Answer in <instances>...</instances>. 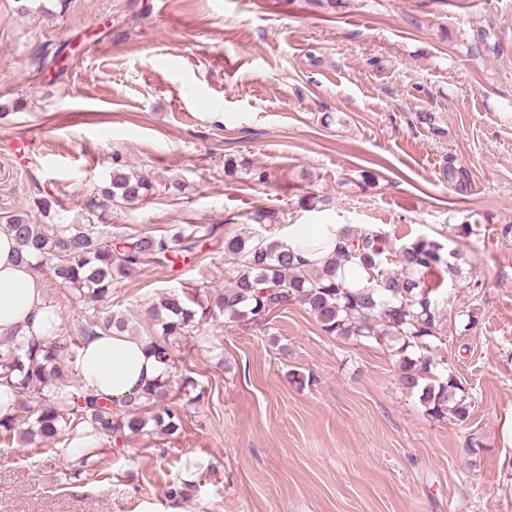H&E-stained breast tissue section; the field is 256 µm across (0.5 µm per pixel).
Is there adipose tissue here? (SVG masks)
<instances>
[{"label":"adipose tissue","mask_w":512,"mask_h":512,"mask_svg":"<svg viewBox=\"0 0 512 512\" xmlns=\"http://www.w3.org/2000/svg\"><path fill=\"white\" fill-rule=\"evenodd\" d=\"M43 280L19 253L12 233L0 228V334L44 338L59 325ZM80 388L119 400L158 378L162 365L145 337L97 332L81 340Z\"/></svg>","instance_id":"1"}]
</instances>
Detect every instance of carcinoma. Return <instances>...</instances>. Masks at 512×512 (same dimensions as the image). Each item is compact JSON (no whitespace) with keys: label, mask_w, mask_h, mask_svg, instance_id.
I'll use <instances>...</instances> for the list:
<instances>
[{"label":"carcinoma","mask_w":512,"mask_h":512,"mask_svg":"<svg viewBox=\"0 0 512 512\" xmlns=\"http://www.w3.org/2000/svg\"><path fill=\"white\" fill-rule=\"evenodd\" d=\"M416 119L430 134L445 136L435 113L418 112ZM442 161V175L455 192L468 193L470 170L450 153ZM150 191L149 181L118 158L112 161L109 182L100 189L107 200L125 205L142 201ZM82 219L81 224H37L27 214L9 215L5 229L14 234L33 270L48 268L55 281L85 303L83 336L98 330L134 332L129 315L97 303L111 297L112 287L131 271L174 265L213 232L206 227L201 234H187L179 228L160 237L127 232L112 236L98 231L91 215ZM304 249L301 244L289 246L267 228L225 237L224 253L237 265L231 282L213 298L170 291L150 306L148 315L160 335L151 334L148 340L163 372L139 395L120 402L64 388L65 362L77 359L80 343L61 332L31 341L1 336L0 375L10 381L14 401L0 414V437L23 447L91 437L74 463L79 475L101 454L97 445L103 437L112 439L120 452L144 437L173 436L183 430L186 412L171 393L193 391L197 400L203 391L190 376L174 384L170 338L191 335L214 308L232 323L265 330L275 312L290 301L306 308L329 336L364 339L385 348L398 368L399 385L418 396L427 416L467 421L468 391L438 354L448 331L447 300L425 283V276L436 269L460 276V254L426 236L393 251L382 234L346 225L336 229L331 251L318 260L304 259ZM389 262L396 268L386 267ZM362 272L371 286L353 287L348 275Z\"/></svg>","instance_id":"1"}]
</instances>
